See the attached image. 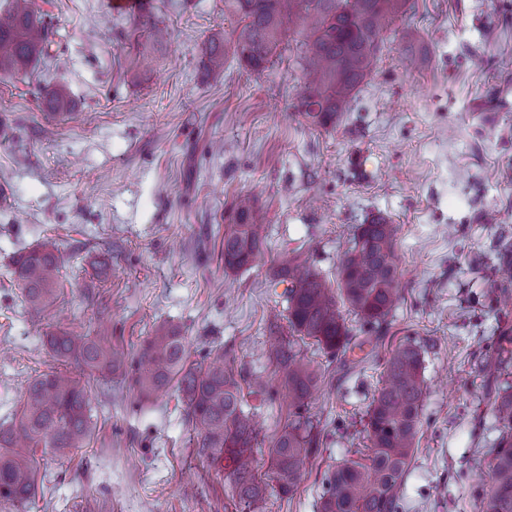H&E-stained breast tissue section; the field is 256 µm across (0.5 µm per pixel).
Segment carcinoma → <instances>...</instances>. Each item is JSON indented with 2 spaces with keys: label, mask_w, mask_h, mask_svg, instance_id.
<instances>
[{
  "label": "carcinoma",
  "mask_w": 512,
  "mask_h": 512,
  "mask_svg": "<svg viewBox=\"0 0 512 512\" xmlns=\"http://www.w3.org/2000/svg\"><path fill=\"white\" fill-rule=\"evenodd\" d=\"M408 0H224V10L237 17V26L214 39L204 52L208 71L224 68L227 56L252 70L270 62L283 38L284 22H302L293 29L306 48L307 81L300 107L307 122L326 126L349 103L352 92L376 67L379 43ZM6 20H0V76L25 73L31 64L50 56L55 32L34 8L33 0H7ZM41 95L55 112L69 108L63 88L43 85ZM398 227L374 218L357 228L345 253L338 288L295 258L283 260L277 274L288 279V329L313 340L331 355L356 347L353 329L342 314L346 305L363 323L380 327L399 298L395 245ZM264 223L256 216L253 199L239 197L232 223L224 226V268L237 271L262 256ZM71 256L55 242L17 252L11 261V280L29 309L39 315L51 309L60 294V281ZM502 280L512 282V246L501 248ZM54 356L100 381L126 369L128 355L112 346V332L103 324L94 333L58 329L46 336ZM512 335L499 337L495 357L486 372L502 378L492 405L499 432L488 486L480 496L479 512H512ZM269 359L282 371V387L291 404L301 406L317 379V369L305 359L297 342L280 336ZM420 348L400 345L385 363L384 380L373 395L364 427L369 453L336 466L326 477L319 512H402L403 479L414 458L421 425L424 381ZM133 387L142 399L170 389L181 394L187 418L197 432L198 455L226 472L232 496L245 512H255L269 484L258 476L252 419L244 409L241 384L224 355L206 365L189 362L186 337L175 327H159L139 348L132 370ZM88 382L68 372L52 370L34 377L25 387L23 404L13 421L0 425V505L15 509L37 494L36 453L65 455L91 439ZM317 426L297 417L269 449L278 491H294L308 455L316 444Z\"/></svg>",
  "instance_id": "cac0c4a2"
}]
</instances>
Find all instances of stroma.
Listing matches in <instances>:
<instances>
[{
  "label": "stroma",
  "instance_id": "stroma-1",
  "mask_svg": "<svg viewBox=\"0 0 512 512\" xmlns=\"http://www.w3.org/2000/svg\"><path fill=\"white\" fill-rule=\"evenodd\" d=\"M57 32L52 55L0 80V418L33 377L58 368L50 328L112 327L136 352L179 327L192 361L223 354L267 377L247 408L266 449L293 413L318 420L296 492L259 512H317L328 472L364 445L361 423L383 363L419 346L424 402L404 512H478L497 437L484 365L512 329L495 247L512 242V0H409L386 33L375 73L327 127L295 110L302 50L285 42L260 72L227 59L202 69L212 36L231 31L224 0H34ZM146 15L166 39L139 34ZM65 85L70 119L49 125L40 84ZM51 127V136L40 133ZM264 217L260 261L225 270L224 226L238 196ZM397 224L402 299L365 362L301 341L320 377L293 410L268 359L270 323L285 313L273 272L299 257L337 282L358 225ZM74 254L50 325H37L6 277L11 257L43 239ZM94 435L38 460L24 512H240L223 472L197 454L185 402L142 400L128 383L91 387Z\"/></svg>",
  "mask_w": 512,
  "mask_h": 512
}]
</instances>
